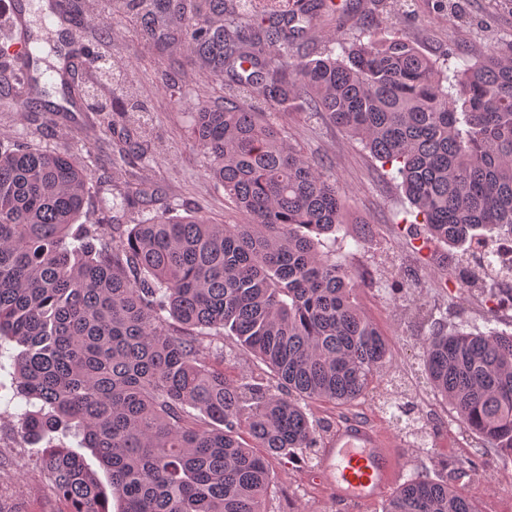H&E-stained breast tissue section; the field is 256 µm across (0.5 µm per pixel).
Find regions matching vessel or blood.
<instances>
[{
	"mask_svg": "<svg viewBox=\"0 0 512 512\" xmlns=\"http://www.w3.org/2000/svg\"><path fill=\"white\" fill-rule=\"evenodd\" d=\"M400 478L394 450L368 424L344 421L322 451L317 483L336 502L363 512L387 501Z\"/></svg>",
	"mask_w": 512,
	"mask_h": 512,
	"instance_id": "vessel-or-blood-1",
	"label": "vessel or blood"
}]
</instances>
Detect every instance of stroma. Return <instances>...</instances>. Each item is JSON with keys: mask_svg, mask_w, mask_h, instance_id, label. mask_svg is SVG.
<instances>
[{"mask_svg": "<svg viewBox=\"0 0 512 512\" xmlns=\"http://www.w3.org/2000/svg\"><path fill=\"white\" fill-rule=\"evenodd\" d=\"M333 15L317 18L299 41L310 59L324 56L335 41L352 42L368 31L378 38L397 31L438 61L449 54L470 59L512 40V0H333ZM107 42L112 67L120 74L129 109L124 113L73 112L63 90H43L48 112L19 111L0 91V133L48 150H69L95 179L88 222L132 224L141 211L198 209L216 222L244 223L221 187L208 174V160L192 145V112L199 103H220L228 85L184 47L158 48L135 34L122 18H112ZM274 119L287 143L333 176L346 200L348 222L322 238V249L346 264L358 281L357 302L384 333L391 349L388 376L350 405L327 401L307 405L320 421V447H327L336 423L352 418L378 430L399 454L403 478L426 472L452 478L462 462L477 468L461 484L479 512H512V463L501 460L479 435L455 426L446 400L421 375V336L428 326L422 305H440L449 326H482L494 302L481 281L460 283L444 275L448 261L466 260L463 246L421 245L409 233L410 204L391 171L322 112L298 105L278 106ZM148 196L119 211H102L98 197L123 196L134 185ZM364 236L361 247L353 239ZM418 287L403 295L401 277ZM412 401L428 423L430 452H420L401 434V424L385 414L384 398ZM16 403L0 400V512H57L50 488L29 462L33 445H21L15 430ZM276 475L267 512H349L315 485L313 466L275 459Z\"/></svg>", "mask_w": 512, "mask_h": 512, "instance_id": "obj_1", "label": "stroma"}]
</instances>
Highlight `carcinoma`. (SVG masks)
<instances>
[{"label": "carcinoma", "mask_w": 512, "mask_h": 512, "mask_svg": "<svg viewBox=\"0 0 512 512\" xmlns=\"http://www.w3.org/2000/svg\"><path fill=\"white\" fill-rule=\"evenodd\" d=\"M104 0L158 47L185 45L244 84L193 113L194 145L244 224L152 211L124 229L81 224L90 194L68 151L0 135V357L10 351L17 434L60 512H265L273 458L310 460L303 401L347 405L389 360L355 302L354 275L321 249L346 223L336 181L254 110L300 101L390 166L416 236L482 253L512 240V41L444 67L394 31L307 60L297 39L326 0ZM260 14L253 26L247 14ZM177 18L176 26L170 18ZM265 366L233 380L224 339ZM422 374L459 426L512 459V332L431 324ZM71 435L110 479L112 496ZM385 512H479L418 474Z\"/></svg>", "instance_id": "carcinoma-1"}]
</instances>
